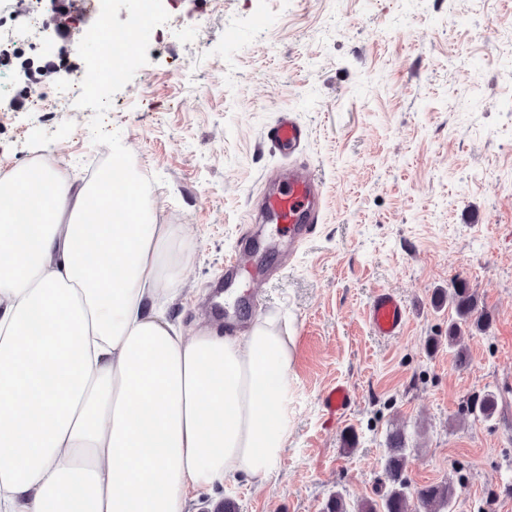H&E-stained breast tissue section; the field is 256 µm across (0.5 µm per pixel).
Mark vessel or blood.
Instances as JSON below:
<instances>
[{"label":"vessel or blood","mask_w":512,"mask_h":512,"mask_svg":"<svg viewBox=\"0 0 512 512\" xmlns=\"http://www.w3.org/2000/svg\"><path fill=\"white\" fill-rule=\"evenodd\" d=\"M307 137L306 127L289 112L281 113L264 134L267 143L292 155L302 151ZM259 205L263 223L276 225L280 236L288 240L289 253L293 254L323 221V186L309 170L295 165L289 167L287 176L270 179ZM367 320L376 336L392 338L403 332L408 311L397 295L381 290L371 298ZM322 403L332 415H343L351 405V391L342 384L332 386L323 394Z\"/></svg>","instance_id":"b4317fda"}]
</instances>
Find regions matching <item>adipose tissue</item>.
<instances>
[{
	"label": "adipose tissue",
	"instance_id": "adipose-tissue-1",
	"mask_svg": "<svg viewBox=\"0 0 512 512\" xmlns=\"http://www.w3.org/2000/svg\"><path fill=\"white\" fill-rule=\"evenodd\" d=\"M144 193L119 158L80 185L49 157L0 174V512H189L288 443L292 338L176 328L179 227Z\"/></svg>",
	"mask_w": 512,
	"mask_h": 512
}]
</instances>
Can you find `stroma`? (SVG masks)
Here are the masks:
<instances>
[{
	"instance_id": "stroma-1",
	"label": "stroma",
	"mask_w": 512,
	"mask_h": 512,
	"mask_svg": "<svg viewBox=\"0 0 512 512\" xmlns=\"http://www.w3.org/2000/svg\"><path fill=\"white\" fill-rule=\"evenodd\" d=\"M98 54L56 40L66 64L41 88L82 82ZM511 98L512 0H160L120 78L58 112L24 101L0 112V173L51 153L84 181L88 160L114 148L147 181L157 223L189 225L169 309L187 331L204 325L266 173L288 166L265 130L285 110L311 130L298 161L324 182V222L290 262L281 239L247 257L236 299L247 322L292 326L288 446L263 486L225 482L191 512L227 499L237 512H322L335 492L352 506L380 500L396 430L411 489L446 482L451 512H512V146L500 111ZM260 263L279 277L255 276ZM457 280L489 321L467 337L463 368L449 310L434 305ZM382 289L408 309L392 339L365 316ZM339 383L353 401L336 419L322 395ZM487 390L495 417H463Z\"/></svg>"
}]
</instances>
